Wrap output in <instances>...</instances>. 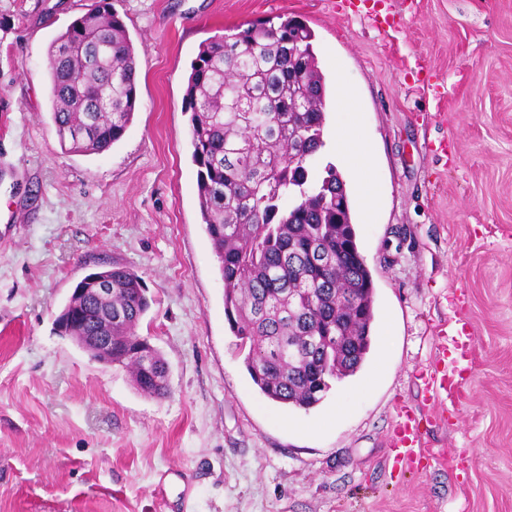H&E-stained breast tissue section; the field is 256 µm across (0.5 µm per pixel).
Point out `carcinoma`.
Here are the masks:
<instances>
[{
  "instance_id": "1",
  "label": "carcinoma",
  "mask_w": 512,
  "mask_h": 512,
  "mask_svg": "<svg viewBox=\"0 0 512 512\" xmlns=\"http://www.w3.org/2000/svg\"><path fill=\"white\" fill-rule=\"evenodd\" d=\"M200 45L186 88L192 161L203 224L224 281V312L255 386L269 400L317 405L331 381L355 375L371 347L375 288L356 240L346 185L327 163L321 182L308 165L325 146L326 80L303 22L268 20ZM302 55L288 56V40ZM138 55L111 3L74 19L48 49L51 118L68 153L102 154L123 137L137 99ZM292 200L284 207V199ZM316 243L339 270L308 259ZM112 280V319L89 303L86 329L112 334V363L134 387L168 394L166 362L136 328L150 304L125 266L93 272ZM347 336L336 348L313 336Z\"/></svg>"
}]
</instances>
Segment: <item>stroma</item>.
I'll list each match as a JSON object with an SVG mask.
<instances>
[{
    "instance_id": "35a3bbf8",
    "label": "stroma",
    "mask_w": 512,
    "mask_h": 512,
    "mask_svg": "<svg viewBox=\"0 0 512 512\" xmlns=\"http://www.w3.org/2000/svg\"><path fill=\"white\" fill-rule=\"evenodd\" d=\"M97 0H0V512H512V0H111L138 53L122 139L61 149L51 41ZM314 33L325 148L355 120L378 199L352 201L375 286L367 359L309 410L253 385L202 222L185 93L200 44L277 17ZM356 112L336 101V83ZM119 264L169 393L92 361L53 321ZM475 357L455 400L445 324ZM424 452L398 465L404 415Z\"/></svg>"
}]
</instances>
